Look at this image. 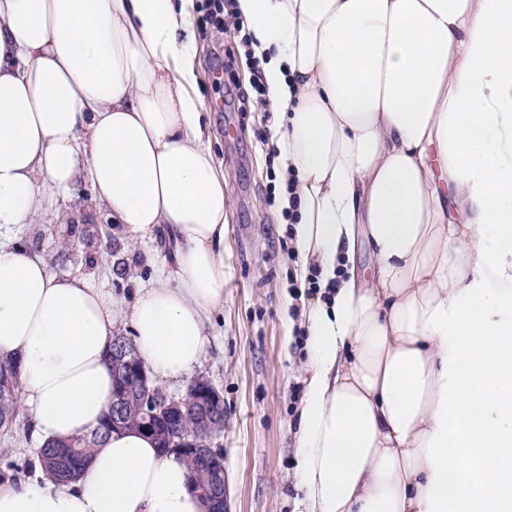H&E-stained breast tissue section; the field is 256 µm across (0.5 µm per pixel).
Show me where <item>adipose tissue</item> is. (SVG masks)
Listing matches in <instances>:
<instances>
[{"instance_id":"1","label":"adipose tissue","mask_w":512,"mask_h":512,"mask_svg":"<svg viewBox=\"0 0 512 512\" xmlns=\"http://www.w3.org/2000/svg\"><path fill=\"white\" fill-rule=\"evenodd\" d=\"M276 110L301 297L295 512H512V0H235ZM195 0H0V357L38 440L101 428L112 338L193 375L224 303V176L194 91ZM89 179L128 245L171 258L133 300L13 242ZM133 428L75 486L0 512H205Z\"/></svg>"}]
</instances>
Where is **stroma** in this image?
<instances>
[{
    "label": "stroma",
    "instance_id": "1",
    "mask_svg": "<svg viewBox=\"0 0 512 512\" xmlns=\"http://www.w3.org/2000/svg\"><path fill=\"white\" fill-rule=\"evenodd\" d=\"M233 32L229 26L196 36L198 93L224 173L228 211L224 305L211 318V343L195 374L207 377L224 401V429L212 445L224 456L229 512H293V428L304 358L302 340L289 324L297 315L288 306L293 261L270 177V147L259 140L272 122L264 106L238 109L237 97L251 90L256 72ZM227 50L237 55L238 64L224 72L217 58ZM74 211L86 222L73 234L65 218ZM116 236L110 213L84 180L57 197L47 217L18 230L20 242L50 256L53 273L89 275L113 294L130 298L151 274L146 257L154 245L133 250L122 243L114 249L110 241ZM120 261L129 265L121 278L114 273ZM30 423L23 410L13 432H0V474L7 462L34 459L39 443L26 431Z\"/></svg>",
    "mask_w": 512,
    "mask_h": 512
}]
</instances>
